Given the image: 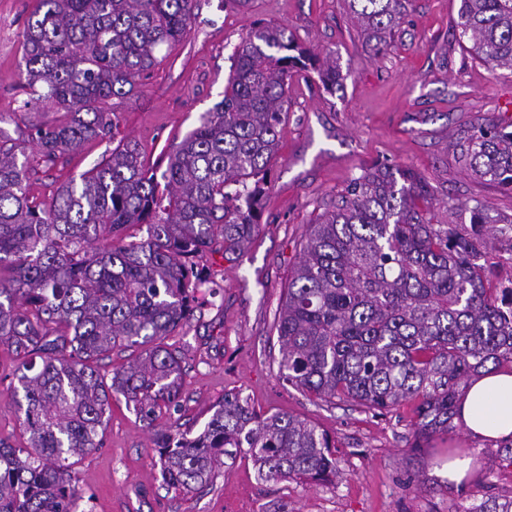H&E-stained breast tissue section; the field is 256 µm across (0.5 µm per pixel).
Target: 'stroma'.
I'll return each mask as SVG.
<instances>
[{
    "label": "stroma",
    "instance_id": "1",
    "mask_svg": "<svg viewBox=\"0 0 512 512\" xmlns=\"http://www.w3.org/2000/svg\"><path fill=\"white\" fill-rule=\"evenodd\" d=\"M401 25L382 54L366 45L346 0H197L186 36L162 51L136 95L120 104L113 139L88 142L45 168L34 148L29 195L55 191L95 166L116 142L138 144L147 163L163 167L201 113L224 97L231 61L256 24L286 28L298 44L333 53L339 87L326 92L316 74L288 82V122L270 175L258 229L234 262L204 255L203 307L167 343L183 358L177 406L153 424L113 396L98 446L73 468L83 493L77 512H470L482 499L512 495V466L491 443L461 427L413 449V403L382 412L350 400L327 403L301 393L279 373L276 322L309 224L332 208L363 170L389 165L415 172L428 185L437 224L468 227L470 210L512 220V190L468 171L461 149L487 123L512 130V73L479 62L455 28L460 0H403ZM34 0H0V117L15 138L29 122H54L49 105L17 117L24 98L22 42ZM16 362L0 344V440L23 444L11 381ZM234 392L258 414L284 411L326 432L336 446L339 475L325 482L261 481L245 455L223 459L206 488L166 486L156 440L167 431L200 433L224 395ZM456 457L472 460L466 487L446 478Z\"/></svg>",
    "mask_w": 512,
    "mask_h": 512
}]
</instances>
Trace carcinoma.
I'll return each mask as SVG.
<instances>
[{"label": "carcinoma", "instance_id": "obj_1", "mask_svg": "<svg viewBox=\"0 0 512 512\" xmlns=\"http://www.w3.org/2000/svg\"><path fill=\"white\" fill-rule=\"evenodd\" d=\"M196 0H36L23 32V108L63 113L31 123L41 163L56 164L113 135V99L135 95L157 54L187 32ZM381 50L403 18L402 0H349ZM456 28L475 57L512 72V0H460ZM313 70L336 92V57L319 58L284 28L259 24L235 47L224 98L202 113L157 173L137 144L120 143L48 203L28 195L24 143L0 128V342L11 348L26 445L0 440V512H76L70 459L96 445L112 395L144 422L177 404L182 357L165 339L187 323L205 280L195 259L239 258L260 224L267 176L288 121V80ZM477 176L512 189V131L481 126L462 149ZM428 190L413 172L363 171L333 209L309 225L278 317L279 372L326 402L383 411L414 402L419 448L452 429L462 388L512 364V280L486 278L482 229L505 235L476 205L465 234L425 222ZM146 226L126 240L125 229ZM136 349L102 373L101 357ZM166 484L199 490L220 456L239 449L265 482L325 481L335 445L311 422L259 415L224 395L193 438L161 434ZM470 512H512V496Z\"/></svg>", "mask_w": 512, "mask_h": 512}]
</instances>
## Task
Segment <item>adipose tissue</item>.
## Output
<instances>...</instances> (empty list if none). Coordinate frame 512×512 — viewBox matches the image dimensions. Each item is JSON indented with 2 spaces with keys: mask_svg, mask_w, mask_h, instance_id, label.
Here are the masks:
<instances>
[{
  "mask_svg": "<svg viewBox=\"0 0 512 512\" xmlns=\"http://www.w3.org/2000/svg\"><path fill=\"white\" fill-rule=\"evenodd\" d=\"M455 421L474 439L512 440V371L501 369L473 379L461 397Z\"/></svg>",
  "mask_w": 512,
  "mask_h": 512,
  "instance_id": "adipose-tissue-1",
  "label": "adipose tissue"
}]
</instances>
